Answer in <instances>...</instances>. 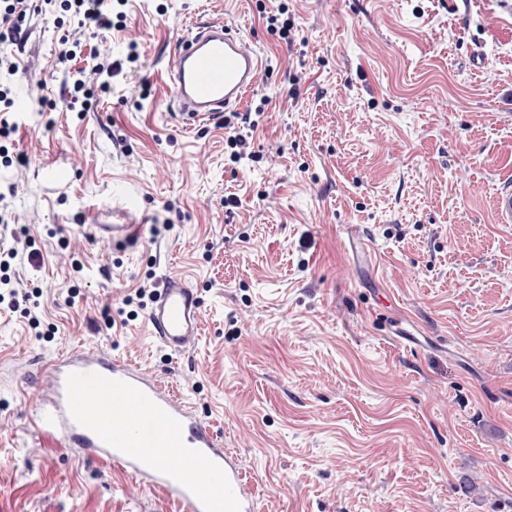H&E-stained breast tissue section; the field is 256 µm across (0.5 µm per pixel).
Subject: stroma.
Wrapping results in <instances>:
<instances>
[{
    "label": "stroma",
    "instance_id": "obj_1",
    "mask_svg": "<svg viewBox=\"0 0 512 512\" xmlns=\"http://www.w3.org/2000/svg\"><path fill=\"white\" fill-rule=\"evenodd\" d=\"M205 22L266 63L240 107L255 160L230 161L223 119L188 129L168 104L174 51ZM24 29L0 43L19 65L0 81L37 100L26 164L0 157L17 230L0 243L40 325L0 304V512H182L37 426L44 367L73 347L180 395L255 512H512V224L494 209L512 179V0H130L106 32L61 10ZM65 36L83 51L64 65ZM132 41L139 70L69 110L65 70ZM90 215L147 230L116 246ZM172 274L200 303L180 352L126 303Z\"/></svg>",
    "mask_w": 512,
    "mask_h": 512
}]
</instances>
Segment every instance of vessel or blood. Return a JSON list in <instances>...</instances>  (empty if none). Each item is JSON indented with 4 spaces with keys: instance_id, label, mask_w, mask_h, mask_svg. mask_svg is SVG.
<instances>
[{
    "instance_id": "vessel-or-blood-1",
    "label": "vessel or blood",
    "mask_w": 512,
    "mask_h": 512,
    "mask_svg": "<svg viewBox=\"0 0 512 512\" xmlns=\"http://www.w3.org/2000/svg\"><path fill=\"white\" fill-rule=\"evenodd\" d=\"M262 67V58L242 38L223 25H207L179 46L170 99L186 126L214 120L255 88ZM494 208L499 223L512 224V184L500 187ZM148 321L168 349L191 346L201 327L194 289L180 276L166 277ZM48 372L53 392L36 417L63 445L153 478L186 512H250L242 478L210 428L131 363L76 349L51 361Z\"/></svg>"
}]
</instances>
